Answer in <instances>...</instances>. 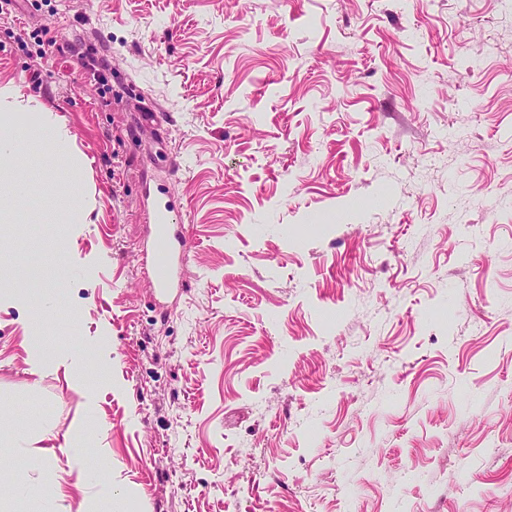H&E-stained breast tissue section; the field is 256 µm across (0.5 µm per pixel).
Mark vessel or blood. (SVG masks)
Returning <instances> with one entry per match:
<instances>
[{"instance_id":"1","label":"vessel or blood","mask_w":512,"mask_h":512,"mask_svg":"<svg viewBox=\"0 0 512 512\" xmlns=\"http://www.w3.org/2000/svg\"><path fill=\"white\" fill-rule=\"evenodd\" d=\"M147 214L153 226L155 247L141 253V260L149 264L152 280L159 293L177 287L181 266L190 248L183 225L174 223L166 202L157 195H148Z\"/></svg>"}]
</instances>
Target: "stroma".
Wrapping results in <instances>:
<instances>
[{"instance_id":"stroma-1","label":"stroma","mask_w":512,"mask_h":512,"mask_svg":"<svg viewBox=\"0 0 512 512\" xmlns=\"http://www.w3.org/2000/svg\"><path fill=\"white\" fill-rule=\"evenodd\" d=\"M0 86V512H512V0H17ZM147 214L153 226L155 246L141 253V261L150 264L154 287L161 295L179 285L181 266L190 248L183 224H174L168 203L148 188ZM162 247V250L157 248Z\"/></svg>"}]
</instances>
